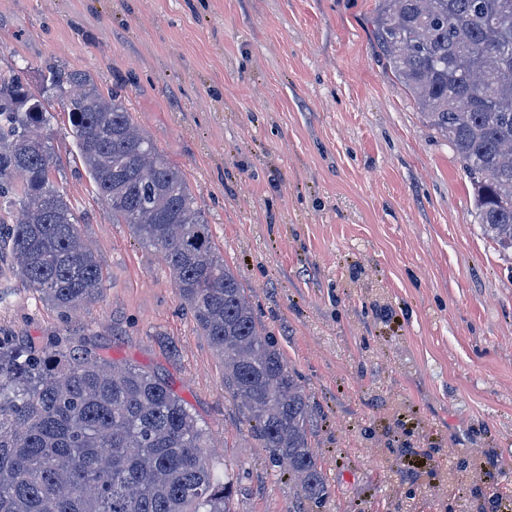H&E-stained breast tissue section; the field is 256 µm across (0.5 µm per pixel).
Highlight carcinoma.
<instances>
[{"instance_id": "1", "label": "carcinoma", "mask_w": 512, "mask_h": 512, "mask_svg": "<svg viewBox=\"0 0 512 512\" xmlns=\"http://www.w3.org/2000/svg\"><path fill=\"white\" fill-rule=\"evenodd\" d=\"M375 35L394 77L461 161L479 224L512 248V0H384ZM62 103L90 180L112 213L160 253L199 332L224 361L269 462L300 502L329 496L311 447L314 407L241 275L219 253L184 173L124 99L54 68L32 90L0 73V254L65 319L98 299V254L55 184L44 130ZM208 429L155 374L60 332L24 344L0 331V512H234L242 475L207 455Z\"/></svg>"}]
</instances>
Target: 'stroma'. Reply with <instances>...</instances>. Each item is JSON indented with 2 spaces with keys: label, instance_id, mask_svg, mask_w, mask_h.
<instances>
[{
  "label": "stroma",
  "instance_id": "obj_1",
  "mask_svg": "<svg viewBox=\"0 0 512 512\" xmlns=\"http://www.w3.org/2000/svg\"><path fill=\"white\" fill-rule=\"evenodd\" d=\"M379 0H0V71L121 94L180 168L262 331L315 407L325 503L306 512H512V249L487 237L447 141L374 38ZM57 184L105 274L62 322L12 271L0 330L60 329L164 378L244 476L234 512H294L224 365L154 250L102 204L58 102ZM496 466L495 483L485 472Z\"/></svg>",
  "mask_w": 512,
  "mask_h": 512
}]
</instances>
